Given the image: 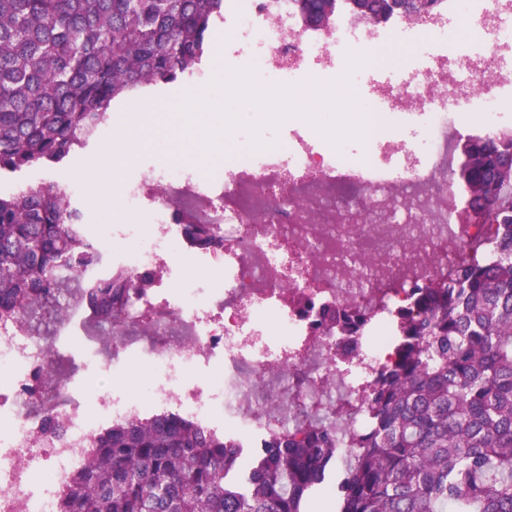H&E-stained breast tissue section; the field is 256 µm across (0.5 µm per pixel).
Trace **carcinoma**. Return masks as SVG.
<instances>
[{
  "mask_svg": "<svg viewBox=\"0 0 512 512\" xmlns=\"http://www.w3.org/2000/svg\"><path fill=\"white\" fill-rule=\"evenodd\" d=\"M224 0H0V173L63 163L112 102L168 84L208 51ZM472 209L490 263L463 260L401 310L399 361L368 386L363 423L312 416L250 449L176 413L96 435L57 512H307L330 474L336 512H512V134L473 139ZM194 246L220 245L185 224ZM100 260L58 183L0 195V327L38 332L71 306L108 331L140 289L123 275L85 285Z\"/></svg>",
  "mask_w": 512,
  "mask_h": 512,
  "instance_id": "carcinoma-1",
  "label": "carcinoma"
}]
</instances>
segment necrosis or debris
<instances>
[{
    "mask_svg": "<svg viewBox=\"0 0 512 512\" xmlns=\"http://www.w3.org/2000/svg\"><path fill=\"white\" fill-rule=\"evenodd\" d=\"M287 2L224 0V61L296 83L338 77L347 50L374 54L352 78L372 118L362 165L351 146L334 150L290 119L263 131L279 142L271 150L248 152L237 132L222 175L159 159L151 176L121 183L138 221L112 225L102 262L77 272L92 284L119 271L144 287L111 357L86 341L77 306L46 341L20 325L0 331V512H57L59 490L108 423L172 410L233 427L247 448L316 412L359 425L364 386L398 359L393 314L487 237L488 225L464 223L467 198L450 175L459 140L512 131V0H440L425 22L341 14L317 30ZM454 18L472 22L477 41L449 48ZM423 30L432 50L401 79L378 77L381 51ZM191 220L217 225L219 256L189 250ZM336 307L361 318L346 346L322 315ZM65 354L90 372L142 360L150 374L137 390L99 394L89 414L77 387L43 381Z\"/></svg>",
    "mask_w": 512,
    "mask_h": 512,
    "instance_id": "obj_1",
    "label": "necrosis or debris"
}]
</instances>
